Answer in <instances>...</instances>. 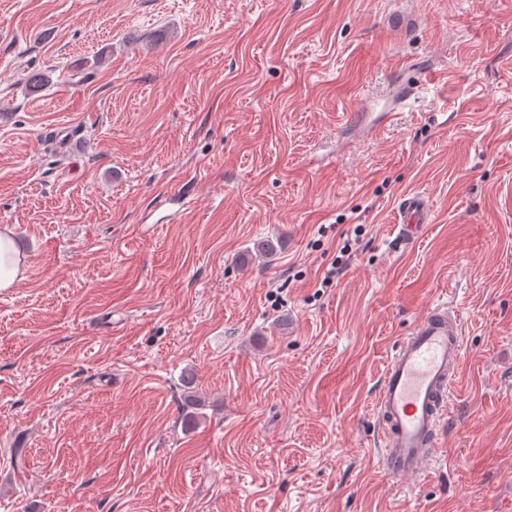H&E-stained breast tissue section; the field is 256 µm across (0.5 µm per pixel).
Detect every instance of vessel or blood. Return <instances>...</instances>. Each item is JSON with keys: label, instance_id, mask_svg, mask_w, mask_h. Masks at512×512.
I'll return each mask as SVG.
<instances>
[{"label": "vessel or blood", "instance_id": "obj_1", "mask_svg": "<svg viewBox=\"0 0 512 512\" xmlns=\"http://www.w3.org/2000/svg\"><path fill=\"white\" fill-rule=\"evenodd\" d=\"M430 217L427 197L406 195L396 220L401 242L416 241ZM463 357L461 316L445 304L430 306L399 340L374 400L382 439L379 463L390 478L420 474L436 453Z\"/></svg>", "mask_w": 512, "mask_h": 512}]
</instances>
